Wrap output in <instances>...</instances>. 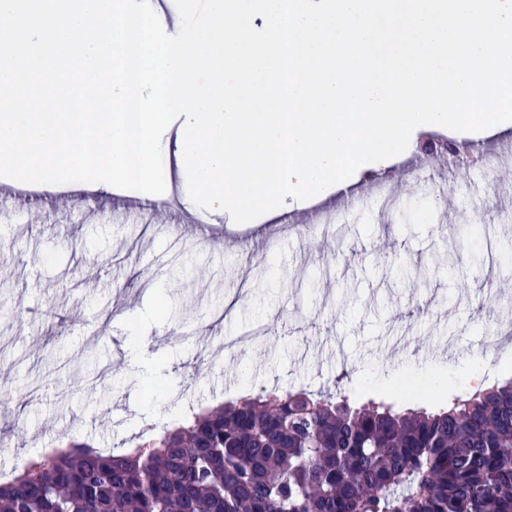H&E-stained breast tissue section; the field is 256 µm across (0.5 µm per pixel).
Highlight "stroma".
<instances>
[{
    "label": "stroma",
    "mask_w": 512,
    "mask_h": 512,
    "mask_svg": "<svg viewBox=\"0 0 512 512\" xmlns=\"http://www.w3.org/2000/svg\"><path fill=\"white\" fill-rule=\"evenodd\" d=\"M450 138L445 199L407 188L424 138ZM479 132L436 126L361 173L402 185L401 214L380 198L336 204L331 222L287 231L288 201L247 224L195 209L210 236L114 214L98 188L61 212L42 200L0 217V470L22 468L63 437L115 453L191 411L264 390L342 388L351 401L445 405L512 377L484 338L512 331V194L493 195ZM48 219L31 222V210ZM263 325L242 347L202 349ZM237 375L224 383L225 372ZM160 387L147 398L148 384Z\"/></svg>",
    "instance_id": "stroma-1"
}]
</instances>
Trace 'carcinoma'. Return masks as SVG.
I'll return each instance as SVG.
<instances>
[{
    "instance_id": "obj_1",
    "label": "carcinoma",
    "mask_w": 512,
    "mask_h": 512,
    "mask_svg": "<svg viewBox=\"0 0 512 512\" xmlns=\"http://www.w3.org/2000/svg\"><path fill=\"white\" fill-rule=\"evenodd\" d=\"M0 512H512V379L433 410L269 392L0 484Z\"/></svg>"
}]
</instances>
